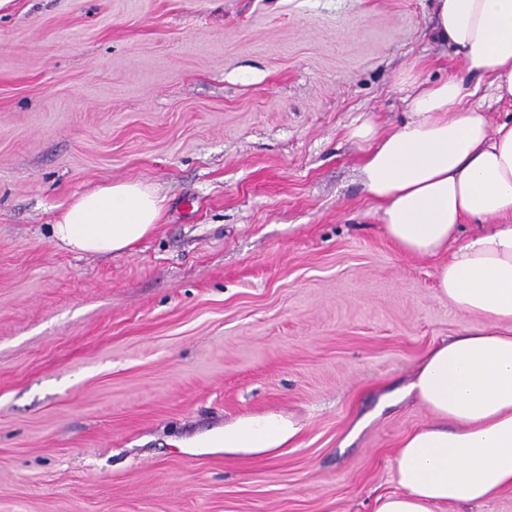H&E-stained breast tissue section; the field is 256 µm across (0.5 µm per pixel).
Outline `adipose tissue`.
Listing matches in <instances>:
<instances>
[{"mask_svg": "<svg viewBox=\"0 0 512 512\" xmlns=\"http://www.w3.org/2000/svg\"><path fill=\"white\" fill-rule=\"evenodd\" d=\"M435 14L434 37L460 54L466 78L419 86L390 132L364 121L349 136L368 146L360 180L386 236L441 257L438 295L481 324L419 361L407 392L433 421L402 437L395 488L374 512H434L512 489V122L493 126L461 105L469 78L512 100V0H435ZM161 210L154 189L107 183L74 198L52 237L75 253H119L156 229ZM299 430L292 418H247L225 427L224 450L270 451Z\"/></svg>", "mask_w": 512, "mask_h": 512, "instance_id": "adipose-tissue-1", "label": "adipose tissue"}]
</instances>
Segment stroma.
Listing matches in <instances>:
<instances>
[{
	"label": "stroma",
	"instance_id": "stroma-1",
	"mask_svg": "<svg viewBox=\"0 0 512 512\" xmlns=\"http://www.w3.org/2000/svg\"><path fill=\"white\" fill-rule=\"evenodd\" d=\"M433 0H13L0 10V512H373L405 397L476 326L385 235L359 120L462 77ZM162 198L112 255L51 226ZM293 416L273 453L224 428ZM162 201L141 183L103 184L66 206L51 226L52 237L75 253L123 252L156 229Z\"/></svg>",
	"mask_w": 512,
	"mask_h": 512
}]
</instances>
